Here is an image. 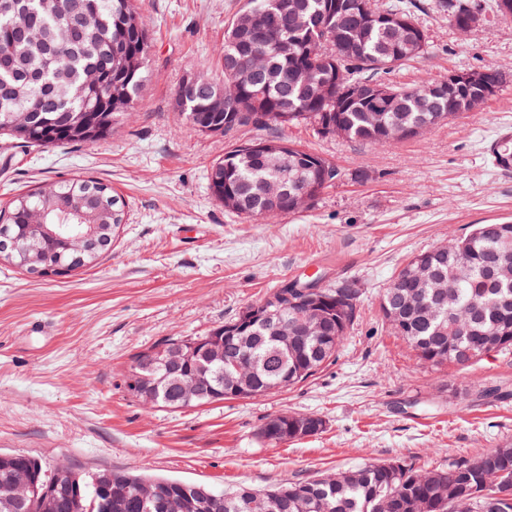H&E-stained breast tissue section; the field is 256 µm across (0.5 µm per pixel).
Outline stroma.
Masks as SVG:
<instances>
[{
    "label": "stroma",
    "instance_id": "obj_1",
    "mask_svg": "<svg viewBox=\"0 0 512 512\" xmlns=\"http://www.w3.org/2000/svg\"><path fill=\"white\" fill-rule=\"evenodd\" d=\"M244 0H135L150 40V74L135 108L94 144L31 148L0 163V208L46 183L90 177L126 203L112 251L66 277L36 278L0 261V452L47 468L146 471L218 490L405 459L442 468L512 441V351L461 367L421 361L385 323L378 299L416 254L512 221V168L493 143L512 134V17L459 34L420 13L429 45L390 72L416 86L495 64L504 84L478 112L389 147L282 138L339 171L312 208L267 219L225 209L207 173L259 138L191 131L175 107L184 76L207 61L224 81V32ZM366 174L354 180V171ZM317 275L361 288L359 317L336 356L296 387L184 409L149 407L124 386L133 356L166 339L209 335L271 289ZM314 414L322 433L288 443L260 436L277 414Z\"/></svg>",
    "mask_w": 512,
    "mask_h": 512
}]
</instances>
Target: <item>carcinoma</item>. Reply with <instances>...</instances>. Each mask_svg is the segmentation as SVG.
<instances>
[{
    "label": "carcinoma",
    "instance_id": "obj_1",
    "mask_svg": "<svg viewBox=\"0 0 512 512\" xmlns=\"http://www.w3.org/2000/svg\"><path fill=\"white\" fill-rule=\"evenodd\" d=\"M82 0H17V7L0 12V136L10 149L57 145L81 146L90 139L71 137L66 130L68 113L88 115L99 129L97 139L112 134V124L133 108L141 95L149 72L150 49L145 27L132 30L141 22L134 0H87L93 15L84 30L70 29L68 15ZM290 0H245L224 33L223 58L241 60L239 72L218 86L204 76L194 74L197 89L193 96H175V105L189 129L228 128V132L248 126L237 121L232 85H240L261 94L272 117L262 129L306 125L324 136L321 124L334 120L350 139L390 146L399 130L428 127L437 117L453 118L448 98L430 93L435 82L417 87L394 85L395 96L379 112L370 111L363 92L371 83L419 57L425 48L408 54L397 48L394 37L376 25L361 31L352 13L336 11V0H301L300 17L289 14ZM505 0H434L432 9L448 16V25L465 23L467 14L479 10L511 17L512 10L502 7ZM414 0H389L384 11L419 25ZM258 29L254 38L242 40L238 33L239 16ZM339 42L353 48L349 57L336 59V50L322 56L327 42ZM111 42H122L126 56L112 61L125 72L121 81L100 85L91 94L86 87L93 73L101 70L105 50ZM347 74L352 104L336 111V103L318 96V91L333 67ZM112 111H98L107 99ZM12 112H30L28 129L15 130L6 123ZM496 165L512 167V142L493 149ZM332 164L317 154L299 147L287 154L262 157L242 143L212 164L209 172L221 171L225 182L208 178L211 193L224 201V183L236 197L230 210L249 217L268 218L292 213L285 205L268 206L266 194L276 191L294 193L297 183H316L319 190L337 179H320L318 165ZM112 187L92 179L70 178L37 190L20 194L0 211V232L16 244L9 263L20 264V253L28 244L27 225L31 213H47L46 222H59L60 206L76 196L80 189ZM116 215L95 213V222L124 223L125 205L118 201ZM45 259L51 263L83 268L75 255L59 241L43 244ZM286 305L283 317H304L308 333L288 350L272 338L271 331L253 325L241 342L236 332L238 313L224 323V363L211 365L213 376L234 375L231 361L247 356L253 366L256 396L282 388H291L314 376L336 352L357 316L360 289L355 280H345L334 288H321L312 302L291 293L285 286L265 295ZM380 309L394 333L406 341L417 357L431 365L463 364L459 352L469 350L474 358L490 351L512 349V222L479 224L450 247H439L419 254L393 276L380 298ZM155 380L162 379L154 403L167 405L177 393L174 375L156 364L142 370ZM38 473V485L58 489L59 512H169L170 494L183 490L207 504L203 512H264L265 501L276 497L282 512H485L489 495L497 499V512H512V442L489 448L476 457L466 458L446 468L421 472L401 460L368 462L361 467L336 474L281 483L267 490L241 486L232 492L210 487L176 483L160 477L109 470L112 474V501L95 492L94 482L102 474H80L67 467L53 471L31 456L17 455L0 462V496L3 489L23 472ZM129 485L151 486L153 493L141 498L125 494ZM80 507L72 510V501Z\"/></svg>",
    "mask_w": 512,
    "mask_h": 512
}]
</instances>
